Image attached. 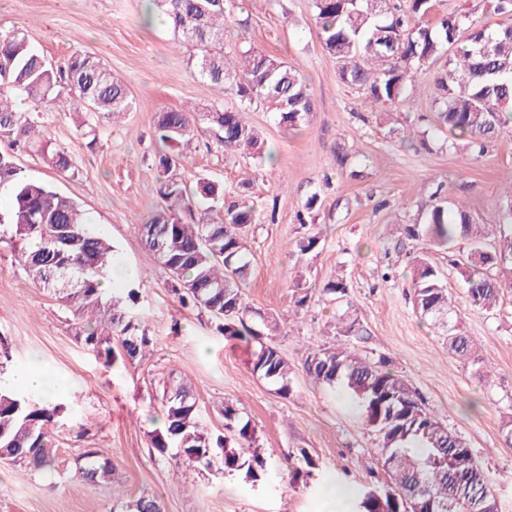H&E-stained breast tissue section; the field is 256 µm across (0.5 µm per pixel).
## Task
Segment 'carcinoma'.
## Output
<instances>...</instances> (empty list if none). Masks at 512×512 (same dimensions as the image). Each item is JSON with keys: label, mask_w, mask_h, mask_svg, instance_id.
Returning <instances> with one entry per match:
<instances>
[{"label": "carcinoma", "mask_w": 512, "mask_h": 512, "mask_svg": "<svg viewBox=\"0 0 512 512\" xmlns=\"http://www.w3.org/2000/svg\"><path fill=\"white\" fill-rule=\"evenodd\" d=\"M184 41L194 47L190 67L194 76L233 93L236 108H204L199 112L170 110L154 120V134L161 146L150 171L158 186L161 204L142 222L141 241L160 266L171 274L179 302L210 315L222 334L249 342L263 333L252 324L263 315L246 301L249 275L245 229L256 222L255 206L246 200L224 207V188L201 175L196 188L176 173L198 132L210 129L226 153L262 156L260 135L244 119L251 106L265 103L279 122L296 127L313 112L311 90L294 66L277 57L249 48L240 58L224 54L226 3L222 0H154ZM430 0H412L411 11L420 21L409 25L383 9V0H313L318 35L323 49L338 64L340 78L366 91L371 103L390 107L400 102L407 85L430 61L448 55L446 69L436 74L439 121L469 148L512 131V25L496 29L473 26L460 13L444 16L438 25L421 21ZM71 94L72 111L94 112L114 119L131 111L128 86L112 75L97 54L77 50L60 66L47 62L28 38L16 28L0 32V136L10 138L0 148V191H8L9 210L0 215V243L18 250L19 265L28 282L57 295L74 309L75 336L88 350L107 361L143 356L150 343L138 321L128 315L123 297L107 299L100 288L112 267L109 237L92 227L80 206L50 184L31 178L16 163L14 147L32 129L35 117L19 111L11 93L20 92L35 107H50ZM42 161L58 177L76 175L68 152L41 147ZM500 237L486 243L485 225L477 223L468 207L438 202L421 224L406 228L436 248L453 249L467 244L461 275L467 296L478 310L491 311L501 299L503 282L512 280V193L501 206ZM321 232L296 240L303 255L314 252ZM71 239L79 245L60 256L53 239ZM62 257L74 283L50 276ZM412 304L460 359L472 356L468 337L458 331L457 313L439 270L426 255L412 259ZM323 295L346 299V310L336 318L331 347L308 354L305 371L314 382L339 388L354 396L367 426L378 439L380 456L389 483L380 496L365 488L353 502L356 512H412V504L430 501L431 512H497L492 485L481 469L472 467V450L455 433L438 422L408 381L382 357L372 361L356 351L368 332L354 317L347 299L346 281L326 282ZM120 352H115L113 343ZM253 369L262 378L289 392L290 365L272 344L260 343ZM63 406L52 399L37 406L20 393L0 395V449L8 460L35 471L54 470L58 449L49 426ZM224 437L216 439L199 426L196 401L190 387L178 382L163 392L164 426L151 439L161 453L170 448L188 466L209 468L218 463L227 473L246 470L257 480L266 459L249 452L255 431L242 422L232 402H224ZM417 444L422 452L408 453ZM92 483L112 480V462L95 452L85 454L79 467ZM128 512H161L155 495H144L128 505Z\"/></svg>", "instance_id": "1"}]
</instances>
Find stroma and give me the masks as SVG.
<instances>
[{
  "instance_id": "35a3bbf8",
  "label": "stroma",
  "mask_w": 512,
  "mask_h": 512,
  "mask_svg": "<svg viewBox=\"0 0 512 512\" xmlns=\"http://www.w3.org/2000/svg\"><path fill=\"white\" fill-rule=\"evenodd\" d=\"M497 0H431L427 18L438 23L459 11L480 26L512 24ZM149 0H0V31L24 29L52 63L75 50L100 55L128 85L132 112L106 122L92 113L76 117L68 97L38 113L39 142L16 155L35 179L53 183L108 235L114 261L140 271L128 309L147 329L144 357L109 364L75 337L77 318L45 290L30 284L13 248L0 245V368L38 362L51 378L67 381L64 411L52 430L59 450L57 473L0 460V512H125L127 504L157 495L162 512H325L326 486L352 491L381 486L387 476L355 398L314 383L304 362L309 352L334 345L332 323L353 302L368 338L360 354L387 358L416 389L425 407L471 448L489 477L498 512H512V447L501 425L512 419V288L495 312L473 310L456 262L458 253L427 249L406 233L420 223L433 194L462 201L483 224L500 220L512 190V133L483 153L454 146L440 126L434 76L443 60L428 64L408 84L397 107H363L361 92L343 82L318 38L312 0H227L225 51L241 48L288 61L305 76L314 110L291 130L265 106L248 112L265 141L256 161L227 154L199 134L178 169L222 184L225 203L246 197L258 219L248 228L249 303L278 325L270 342L288 360L290 392L253 370L257 344L221 334L208 314L183 308L171 278L144 248L140 227L160 203L147 173L158 150L156 113L210 105L231 108L236 97L197 80L188 67L191 47L161 16L146 20ZM95 129L81 136L78 120ZM68 151L79 174L60 179L45 167L41 145ZM315 199L322 241L303 255L296 214ZM428 253L441 272L461 318V329L484 360L478 378L470 361L449 355L412 306L409 262ZM391 279H383L386 270ZM343 276L348 300L321 296L323 285ZM302 277L308 299L297 305L293 286ZM191 384L198 416L213 436L224 433L222 409L233 401L255 429L267 461L259 481L225 474L221 465L182 475L178 458L151 443L162 415L163 389ZM112 462L110 484L84 481L78 471L87 451Z\"/></svg>"
}]
</instances>
